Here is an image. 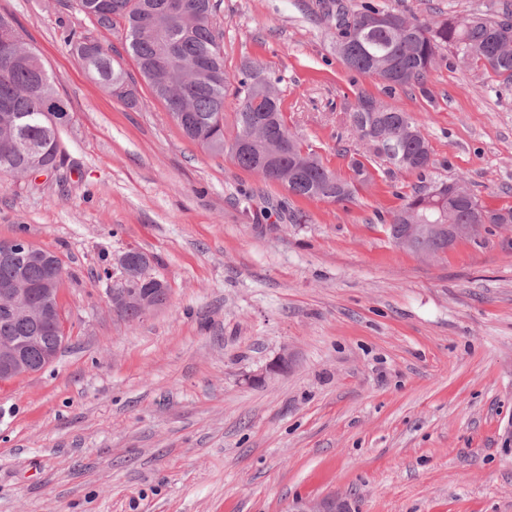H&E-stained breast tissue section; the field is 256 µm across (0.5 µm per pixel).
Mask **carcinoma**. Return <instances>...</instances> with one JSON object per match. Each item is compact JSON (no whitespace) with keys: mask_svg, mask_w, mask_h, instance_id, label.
Returning a JSON list of instances; mask_svg holds the SVG:
<instances>
[{"mask_svg":"<svg viewBox=\"0 0 512 512\" xmlns=\"http://www.w3.org/2000/svg\"><path fill=\"white\" fill-rule=\"evenodd\" d=\"M80 11L98 27L124 34L127 51L155 98L174 114L187 110L179 125L184 136L213 155L228 154L243 170L265 181L288 184V195L303 199L349 202L356 187L326 167L287 125L278 85L283 77L261 64L247 61L237 76L224 72L223 33L214 23L217 0H76ZM325 22L336 30V50L346 66L375 75L389 87L423 86L439 51L452 47L466 61L482 66L499 85L512 87V0H502L493 13L435 21L389 12L391 23H365L381 9L365 4L358 9L345 0H324ZM65 46L90 72L111 87L127 106L137 105L127 73L114 65L95 40L67 37ZM237 101L232 131L224 132V101L228 90ZM56 92L52 75L36 51L24 45L11 73L0 76V129L16 126L39 149L42 170L57 167L62 116L45 110L44 95ZM362 142V158L351 160L361 183L370 172L364 160L387 158L395 168L426 176L432 165L428 142L411 130L419 124L407 112L359 93L349 114ZM273 127L274 135L254 137L257 126ZM254 141L237 148L246 137ZM27 158L9 145L0 132V175L25 176ZM402 224H512V207L490 210L456 181L425 180L392 216L390 233L398 240ZM33 285L51 276L44 263L33 259L21 265L0 263V289L10 288L17 270ZM143 296L162 294L154 277L140 276L122 284ZM25 319L0 314V336H29Z\"/></svg>","mask_w":512,"mask_h":512,"instance_id":"cac0c4a2","label":"carcinoma"}]
</instances>
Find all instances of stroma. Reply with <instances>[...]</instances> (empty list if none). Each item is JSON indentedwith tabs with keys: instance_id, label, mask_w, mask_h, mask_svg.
Wrapping results in <instances>:
<instances>
[{
	"instance_id": "stroma-1",
	"label": "stroma",
	"mask_w": 512,
	"mask_h": 512,
	"mask_svg": "<svg viewBox=\"0 0 512 512\" xmlns=\"http://www.w3.org/2000/svg\"><path fill=\"white\" fill-rule=\"evenodd\" d=\"M419 18L497 0H373ZM72 120L63 162L0 178V239L55 252L67 340L0 383V512H512V224L427 258L388 224L420 179L372 158L352 201L289 197L185 138L121 34L74 0H0ZM224 67L282 75L288 125L341 178L358 92L408 112L435 181L512 205V88L440 50L423 87L350 70L319 0H220ZM97 39L127 107L64 45ZM303 211L306 223L288 219ZM151 254L168 305L112 311L115 255Z\"/></svg>"
}]
</instances>
